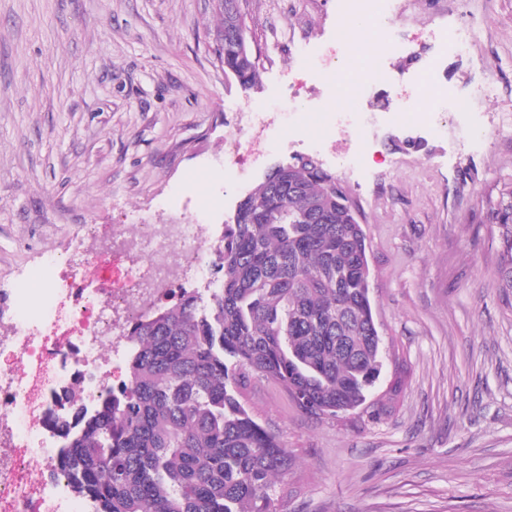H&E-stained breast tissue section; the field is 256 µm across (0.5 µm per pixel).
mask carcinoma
I'll return each instance as SVG.
<instances>
[{
    "label": "carcinoma",
    "mask_w": 512,
    "mask_h": 512,
    "mask_svg": "<svg viewBox=\"0 0 512 512\" xmlns=\"http://www.w3.org/2000/svg\"><path fill=\"white\" fill-rule=\"evenodd\" d=\"M217 0L216 56L244 87L230 4ZM224 225L209 299L182 292L137 321L126 375L93 408L70 387L52 413L58 470L96 512H284L294 458L242 400L252 375L304 412L383 411L373 389L383 339L370 299L366 235L348 191L302 162L277 166ZM504 248L499 288L512 306V182L486 204Z\"/></svg>",
    "instance_id": "obj_1"
}]
</instances>
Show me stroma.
Masks as SVG:
<instances>
[{"label":"stroma","instance_id":"stroma-1","mask_svg":"<svg viewBox=\"0 0 512 512\" xmlns=\"http://www.w3.org/2000/svg\"><path fill=\"white\" fill-rule=\"evenodd\" d=\"M404 37L386 85L429 73L467 101L438 130L411 98L375 127L359 163L298 129L269 133L246 176L210 170L238 115L291 112L289 92L340 39L339 0H240L258 55L250 87L217 61L213 0H0V321L47 254L116 224L203 217L216 238L276 164L317 159L366 234L385 381L378 418H315L255 377L243 400L296 459L288 512H512V309L486 201L512 181V0H398ZM470 26L475 43L452 48ZM434 48L419 56L417 40ZM495 81L494 99L475 89Z\"/></svg>","mask_w":512,"mask_h":512}]
</instances>
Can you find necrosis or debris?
Segmentation results:
<instances>
[{
	"label": "necrosis or debris",
	"mask_w": 512,
	"mask_h": 512,
	"mask_svg": "<svg viewBox=\"0 0 512 512\" xmlns=\"http://www.w3.org/2000/svg\"><path fill=\"white\" fill-rule=\"evenodd\" d=\"M381 75L377 67L363 74L345 107L322 126L341 158L355 161L372 129L393 117ZM250 123L249 140L226 141L217 165L242 173L263 155L269 115L251 113ZM113 233L111 242L67 259L46 257V266L63 260L72 271L69 321L59 335L40 333L45 309L59 295L44 284L23 287L21 307L0 329V354L11 357L0 365V512H95L91 501L74 499L56 468L50 418L59 396L76 385L87 403H97L145 310L178 291L185 279L208 280L216 273L219 245L207 225L117 224ZM90 265L100 270L93 280L82 274Z\"/></svg>",
	"instance_id": "4bbe7bcc"
}]
</instances>
